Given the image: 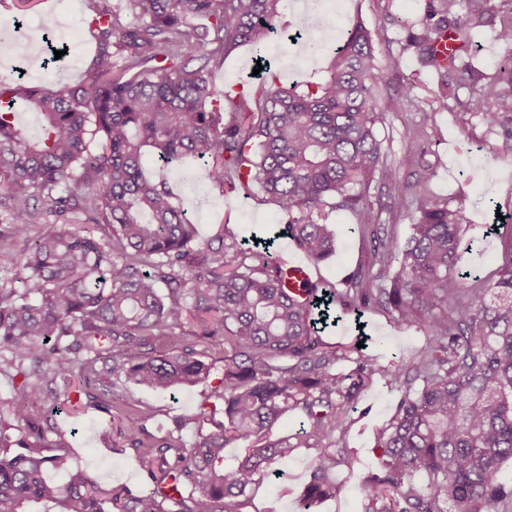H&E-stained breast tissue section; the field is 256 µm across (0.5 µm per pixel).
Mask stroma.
<instances>
[{"label": "stroma", "mask_w": 512, "mask_h": 512, "mask_svg": "<svg viewBox=\"0 0 512 512\" xmlns=\"http://www.w3.org/2000/svg\"><path fill=\"white\" fill-rule=\"evenodd\" d=\"M95 3L121 14L126 0H73L69 5L61 0H0V31L8 30L13 21L19 20L28 26L75 34L70 57L50 73L30 68L28 83L47 88L52 82L72 80L86 73L95 51L86 20ZM487 7L491 11L489 21L473 39L480 68L489 74L506 51L494 38L500 0H488ZM420 10L421 0H343L341 13L316 17L325 27L320 48H309L302 41L293 45L278 41L269 56L287 83L324 67L351 20H362L368 29L380 30L375 44L378 58L394 55L400 59L398 71L388 81L389 92L397 95L406 84H413L414 95L424 101L425 107L420 111L387 113L379 133L388 152V166L376 175L370 193L375 196L386 191L392 180L415 182L417 170L405 166L403 158L420 152L421 164L435 172L429 194L447 199L450 207L462 209L467 216L460 228L463 264L481 278L493 279L501 267L512 263V140L505 138L502 129L489 128L481 116L465 112L460 102L467 99V90H460L458 100L449 101L447 109L427 106L436 77L422 67L416 53L404 47L407 27ZM144 167L150 177L166 173L174 192L182 198L189 220L196 224L200 239L207 241L221 232L250 245L258 239L266 241L272 249L301 257V250L284 233L285 216L274 204L266 202L259 186H252L247 193H223L203 176L196 161L164 169L150 152L144 157ZM323 211L336 233V251L317 263L316 268L323 281L340 293L354 274L370 268L371 236L357 224L352 212L329 205ZM499 215L504 221L498 223L497 233L486 234V225L496 223ZM333 314L338 322L325 330L324 340L346 345L363 342L364 353L378 355L383 364L408 360L423 343L424 333L418 326L397 327L376 310L359 314L337 305ZM207 361L212 366L210 377L191 387L159 392L122 380L116 386L126 389L132 403L148 413L146 428L150 433L174 436L190 447L200 431V408L224 374L223 351L213 350ZM399 398L398 390L378 379L361 390L349 413L350 424L343 438L344 444L355 451L358 463L351 471L337 469L335 497L317 503L310 512H363L360 480L379 464L376 429L391 417ZM57 404L56 419L72 467L104 485H123L135 493L151 488L152 481L138 452L124 437V415L111 416L94 407L79 406L73 387L63 382L58 385ZM316 455V449L300 447L288 461L276 463L275 474L263 476L254 486L244 512H299L300 495Z\"/></svg>", "instance_id": "stroma-1"}]
</instances>
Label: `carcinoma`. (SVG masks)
Here are the masks:
<instances>
[{"instance_id":"carcinoma-1","label":"carcinoma","mask_w":512,"mask_h":512,"mask_svg":"<svg viewBox=\"0 0 512 512\" xmlns=\"http://www.w3.org/2000/svg\"><path fill=\"white\" fill-rule=\"evenodd\" d=\"M127 2V20L102 7L86 20L95 55L78 82L45 90L0 72V187L10 191L0 203V372L21 377L12 420L0 415V512H242L269 464L346 430L345 405L375 374L401 398L378 433L379 468L362 481L364 512H512V476H501L512 459V266L491 284H468L459 266L465 217L427 194V167L413 184L389 183L387 201L368 197L387 166L378 125L388 112L420 110L408 91L378 92L399 58L380 61L371 31L356 22L319 82L285 87L267 66L246 93L217 91L213 75L231 51L247 46L265 61L286 0ZM467 4L423 0L406 46L437 75L439 108L466 88L467 111L511 140L512 56L475 86L472 36L486 9ZM505 4L495 39L512 53V0ZM450 32L462 49L442 60L437 45ZM21 105L43 116L37 141L16 123ZM148 148L166 164L203 162L221 191L259 185L316 262L335 251L321 206L337 199L361 227H375L372 269L349 280L343 304L421 325L424 345L396 366L327 345L319 288L289 289L264 249L222 233L216 247L199 241L167 177H145ZM385 210L413 211L404 243L380 223ZM83 215L106 237L57 228ZM217 347L226 364L212 396L224 420H208L190 448L150 433L149 415L111 381L190 387L209 377L201 357ZM343 360L355 364L347 374L336 370ZM74 375L89 405L126 414L125 437L152 491L105 490L66 456L47 454L62 439L46 405L57 379ZM288 410L306 427L295 442L270 438ZM235 442L247 451L227 464L224 448ZM356 463L345 446L323 449L302 509L336 493L331 473ZM49 469L66 481L46 479Z\"/></svg>"}]
</instances>
